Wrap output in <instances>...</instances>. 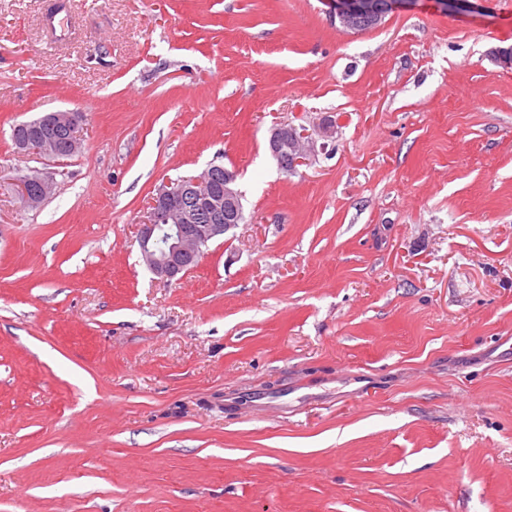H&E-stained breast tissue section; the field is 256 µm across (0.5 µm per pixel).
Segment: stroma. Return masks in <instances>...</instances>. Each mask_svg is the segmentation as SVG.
Here are the masks:
<instances>
[{
  "label": "stroma",
  "instance_id": "35a3bbf8",
  "mask_svg": "<svg viewBox=\"0 0 512 512\" xmlns=\"http://www.w3.org/2000/svg\"><path fill=\"white\" fill-rule=\"evenodd\" d=\"M0 0V512H512V0ZM83 113V148L11 130ZM336 121L290 175L280 122ZM246 221L180 280L146 200ZM52 194L26 207L16 175ZM417 0H332L331 14L345 30H358L363 19L379 23L396 10H405ZM75 113L57 111L44 117L43 126L52 132V137L44 134L34 136L31 140L27 137L16 140V148L25 153H38L51 157L64 154H76L82 149L80 132H76L77 120ZM236 179L235 171L212 164L157 188L137 233L142 259L155 276L179 280L198 265L211 242L238 225L242 193Z\"/></svg>",
  "mask_w": 512,
  "mask_h": 512
}]
</instances>
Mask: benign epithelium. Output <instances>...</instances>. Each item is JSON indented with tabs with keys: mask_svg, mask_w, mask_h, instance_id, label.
<instances>
[{
	"mask_svg": "<svg viewBox=\"0 0 512 512\" xmlns=\"http://www.w3.org/2000/svg\"><path fill=\"white\" fill-rule=\"evenodd\" d=\"M416 0H331V14L346 30H357L367 18L380 22L396 10H405ZM43 126L52 137L43 134L16 141L25 153L51 157L76 154L82 149L81 134L76 132L75 114L57 111L44 117ZM326 143H317L304 126L280 123L273 127L269 150L281 173H294L306 164ZM237 174L221 165L211 164L198 175L168 180L153 194L138 221L137 241L142 259L158 278L178 280L198 265L205 249L237 226L241 214V191ZM24 203L38 207L52 192V178L32 170L15 178Z\"/></svg>",
	"mask_w": 512,
	"mask_h": 512,
	"instance_id": "obj_1",
	"label": "benign epithelium"
}]
</instances>
